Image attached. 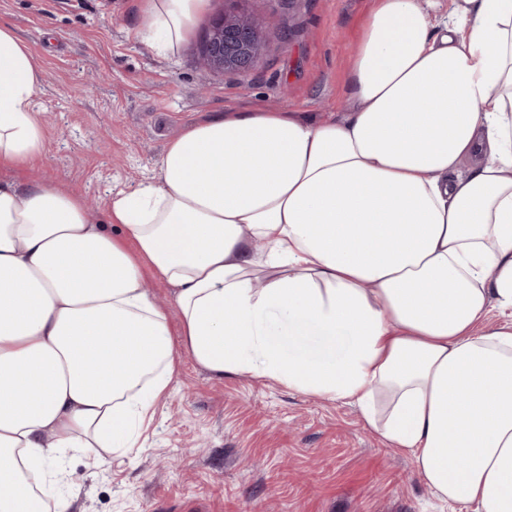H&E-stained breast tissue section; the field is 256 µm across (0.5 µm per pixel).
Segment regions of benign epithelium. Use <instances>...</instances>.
Returning <instances> with one entry per match:
<instances>
[{"label":"benign epithelium","instance_id":"7a95c632","mask_svg":"<svg viewBox=\"0 0 512 512\" xmlns=\"http://www.w3.org/2000/svg\"><path fill=\"white\" fill-rule=\"evenodd\" d=\"M248 0H225L224 11L209 24L199 59L218 72L249 73L260 64L274 33L247 7Z\"/></svg>","mask_w":512,"mask_h":512}]
</instances>
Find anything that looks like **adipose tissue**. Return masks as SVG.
<instances>
[{
    "label": "adipose tissue",
    "instance_id": "ef3b65f1",
    "mask_svg": "<svg viewBox=\"0 0 512 512\" xmlns=\"http://www.w3.org/2000/svg\"><path fill=\"white\" fill-rule=\"evenodd\" d=\"M208 0H143L177 52ZM447 14H440V7ZM352 109L188 126L108 224L0 181V512H69L73 448L138 444L187 354L354 405L441 500L512 512V0H374ZM35 54L0 22V168L41 154Z\"/></svg>",
    "mask_w": 512,
    "mask_h": 512
}]
</instances>
